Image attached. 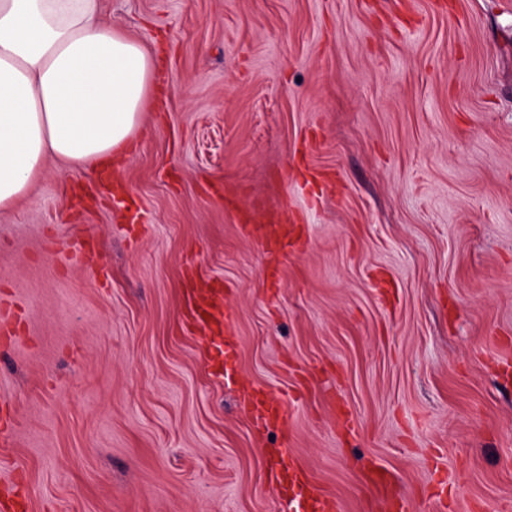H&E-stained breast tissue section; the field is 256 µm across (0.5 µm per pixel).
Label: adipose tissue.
<instances>
[{
  "mask_svg": "<svg viewBox=\"0 0 512 512\" xmlns=\"http://www.w3.org/2000/svg\"><path fill=\"white\" fill-rule=\"evenodd\" d=\"M156 84L149 47L102 0H0V215L48 159L97 168L133 143Z\"/></svg>",
  "mask_w": 512,
  "mask_h": 512,
  "instance_id": "ef3b65f1",
  "label": "adipose tissue"
}]
</instances>
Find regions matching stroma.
<instances>
[{
  "mask_svg": "<svg viewBox=\"0 0 512 512\" xmlns=\"http://www.w3.org/2000/svg\"><path fill=\"white\" fill-rule=\"evenodd\" d=\"M409 2L103 0L167 87L122 194L51 160L0 216V483L29 512H284L283 449L340 512H385L371 460L406 512H512V0ZM241 209L307 239L277 296ZM191 264L232 351L183 325ZM244 402L250 407L252 420L258 428L267 429L271 426L282 428L285 426L287 411L283 400L267 401L245 396Z\"/></svg>",
  "mask_w": 512,
  "mask_h": 512,
  "instance_id": "obj_1",
  "label": "stroma"
}]
</instances>
